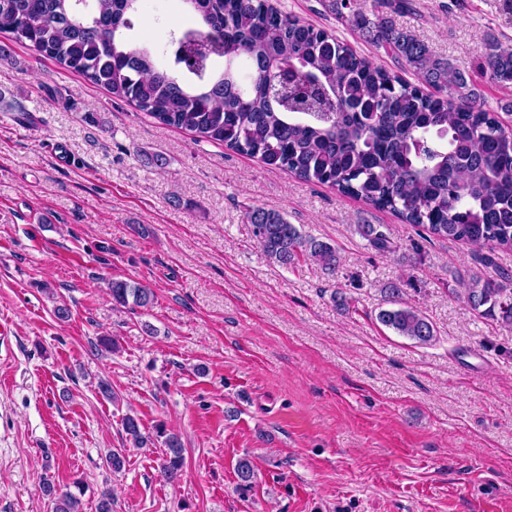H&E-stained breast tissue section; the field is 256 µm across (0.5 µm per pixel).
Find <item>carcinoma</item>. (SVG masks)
I'll return each mask as SVG.
<instances>
[{"label":"carcinoma","mask_w":512,"mask_h":512,"mask_svg":"<svg viewBox=\"0 0 512 512\" xmlns=\"http://www.w3.org/2000/svg\"><path fill=\"white\" fill-rule=\"evenodd\" d=\"M198 26L178 30L174 67L157 66L153 49L128 38L139 0H0V33H9L61 68L104 88L112 97L165 126L200 140L257 156L267 166L310 183L327 184L423 226L439 238L474 247L485 261L512 250V129L497 113L459 94L466 80L448 60L392 21L373 22L358 0H322L336 15L349 11L357 29L418 75L407 79L358 54L348 44L267 0H184ZM224 58L222 71L210 67ZM293 73L289 101L269 88L271 74ZM478 70L501 87L512 85V44L492 39ZM247 221L266 257L281 266L304 260L336 277L332 244L304 235L278 210L255 207ZM371 246L392 251L380 226L360 225ZM472 310L512 326V277L459 280ZM120 306H149L154 294L135 282H109ZM389 309L377 320L420 344L436 339L433 324L384 288ZM134 444L148 436L128 415ZM161 477L178 480L185 463L179 438L169 435ZM238 485L253 484L252 462L237 461ZM52 512H79V498L42 485Z\"/></svg>","instance_id":"obj_1"}]
</instances>
